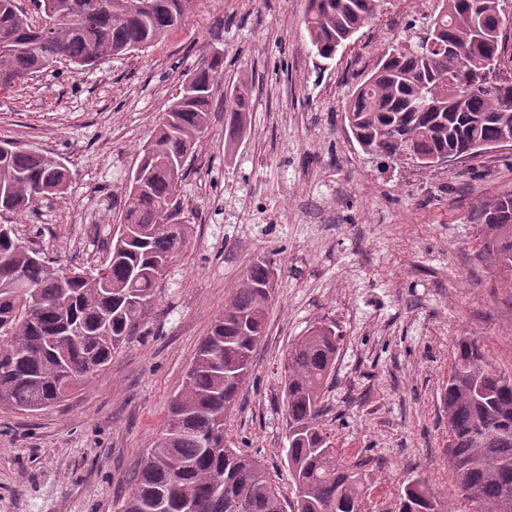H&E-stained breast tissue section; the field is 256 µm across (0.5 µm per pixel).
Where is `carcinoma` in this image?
<instances>
[{
    "instance_id": "obj_1",
    "label": "carcinoma",
    "mask_w": 512,
    "mask_h": 512,
    "mask_svg": "<svg viewBox=\"0 0 512 512\" xmlns=\"http://www.w3.org/2000/svg\"><path fill=\"white\" fill-rule=\"evenodd\" d=\"M502 0H439L422 29L407 24L375 68L352 90L344 119L366 152L411 159L421 168L453 153L471 155L512 138V66H502L512 18ZM147 11L126 0H51V26L36 28L16 0H0V89L57 61L88 66L139 51L185 22L194 0H151ZM386 0H307L303 24L310 50L335 58ZM223 55L206 59L182 84L142 150L112 235L110 258L97 274L62 281L41 253L16 246L0 226V408L39 411L104 370L139 324L186 237L173 221L183 166L207 127ZM252 90L229 93L233 143L245 127ZM69 169L53 155L0 145V211L19 213L67 190ZM480 257L497 284L512 290V193L483 210ZM277 286L271 261L259 258L225 301L201 341L166 424L143 460L123 512H285L283 494L260 462L227 438L224 410L236 400L262 340ZM341 336L313 326L288 351L283 394L288 415L291 512H361L357 468L345 463L318 423ZM451 413L448 463L458 493L498 512L512 493V381L485 364L474 340L461 341L442 393ZM499 442L486 446L485 434ZM399 512H440L422 485L410 483Z\"/></svg>"
}]
</instances>
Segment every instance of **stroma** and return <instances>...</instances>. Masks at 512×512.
<instances>
[{
    "instance_id": "stroma-1",
    "label": "stroma",
    "mask_w": 512,
    "mask_h": 512,
    "mask_svg": "<svg viewBox=\"0 0 512 512\" xmlns=\"http://www.w3.org/2000/svg\"><path fill=\"white\" fill-rule=\"evenodd\" d=\"M305 7L196 0L180 30L145 50L57 62L0 92V143L54 155L71 173L63 196L0 222L93 273L158 117L211 48L224 54L178 196L186 244L105 370L60 404L0 410V512H122L201 340L262 256L277 271L276 299L224 414L229 443L293 499L283 367L291 344L326 323L341 344L321 422L361 465L363 512H397L414 480L442 512H482L456 490L442 392L463 340L512 380V291L479 256L483 208L512 193V146L428 169L364 153L344 120L357 75L433 0H388L382 20L329 62L308 51ZM242 79L252 109L230 149L226 97Z\"/></svg>"
}]
</instances>
